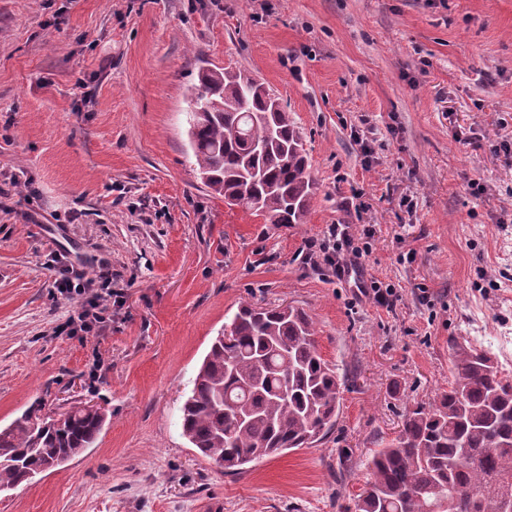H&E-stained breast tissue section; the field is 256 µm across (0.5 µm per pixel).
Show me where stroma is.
<instances>
[{
	"mask_svg": "<svg viewBox=\"0 0 512 512\" xmlns=\"http://www.w3.org/2000/svg\"><path fill=\"white\" fill-rule=\"evenodd\" d=\"M215 67L259 79L302 129L305 223L202 183L189 91ZM506 141L512 0H0V425L38 401L107 413L93 448L1 492L0 512H354L372 451L447 391L450 340L512 373ZM338 222L375 227L344 279L305 259ZM59 253L111 267L121 307L101 336L55 334L73 308ZM370 281L397 288L395 310L357 300ZM243 303L312 318L340 409L309 447L227 473L190 448L180 408Z\"/></svg>",
	"mask_w": 512,
	"mask_h": 512,
	"instance_id": "35a3bbf8",
	"label": "stroma"
}]
</instances>
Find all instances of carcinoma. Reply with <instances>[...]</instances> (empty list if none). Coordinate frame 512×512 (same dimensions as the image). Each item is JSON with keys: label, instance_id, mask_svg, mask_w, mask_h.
<instances>
[{"label": "carcinoma", "instance_id": "obj_1", "mask_svg": "<svg viewBox=\"0 0 512 512\" xmlns=\"http://www.w3.org/2000/svg\"><path fill=\"white\" fill-rule=\"evenodd\" d=\"M188 130L203 183L267 224H304L317 182L301 128L241 70L207 69ZM452 381L434 407L406 414L371 459L354 512H503L512 501V376L488 352L451 345ZM340 379L310 317L241 305L215 337L181 407L182 435L228 471L305 448L335 424ZM106 422L93 405L56 418L35 404L0 426V492L92 447Z\"/></svg>", "mask_w": 512, "mask_h": 512}]
</instances>
